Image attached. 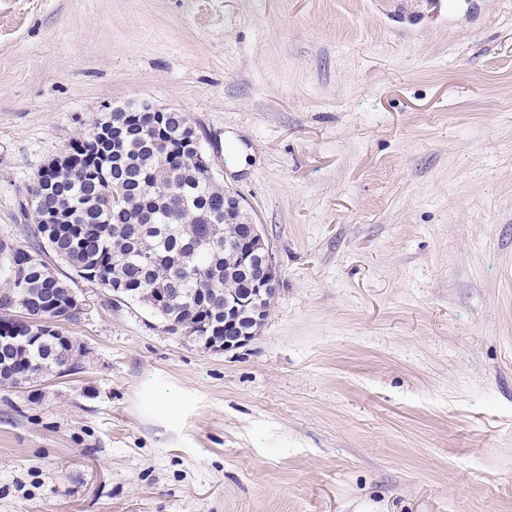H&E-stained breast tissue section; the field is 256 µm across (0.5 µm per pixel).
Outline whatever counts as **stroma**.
<instances>
[{"mask_svg": "<svg viewBox=\"0 0 512 512\" xmlns=\"http://www.w3.org/2000/svg\"><path fill=\"white\" fill-rule=\"evenodd\" d=\"M186 112L270 243L215 353L54 261L0 512H512V0H0V242L112 106Z\"/></svg>", "mask_w": 512, "mask_h": 512, "instance_id": "obj_1", "label": "stroma"}]
</instances>
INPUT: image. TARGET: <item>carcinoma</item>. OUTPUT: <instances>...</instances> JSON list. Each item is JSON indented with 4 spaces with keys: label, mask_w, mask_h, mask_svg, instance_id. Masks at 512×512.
I'll use <instances>...</instances> for the list:
<instances>
[{
    "label": "carcinoma",
    "mask_w": 512,
    "mask_h": 512,
    "mask_svg": "<svg viewBox=\"0 0 512 512\" xmlns=\"http://www.w3.org/2000/svg\"><path fill=\"white\" fill-rule=\"evenodd\" d=\"M135 133L112 167V113L66 147L70 165L40 173L30 188L35 224L23 228L28 245L0 248V311L27 313L21 323L0 316V336H19L15 359L0 370V385L21 387L37 373L78 370L73 349L51 332L57 307L46 294L59 292L65 321L78 319L82 304L68 303L72 291L54 273L50 257L76 275L110 290L117 280L130 301L147 306L174 334L188 332L207 344L224 322V293L238 298L250 283L235 271L224 248V185L212 172L195 173L193 159L178 153L188 136L186 113L121 112ZM152 202L156 218L138 224L140 199ZM24 336H38L30 345Z\"/></svg>",
    "instance_id": "1"
}]
</instances>
